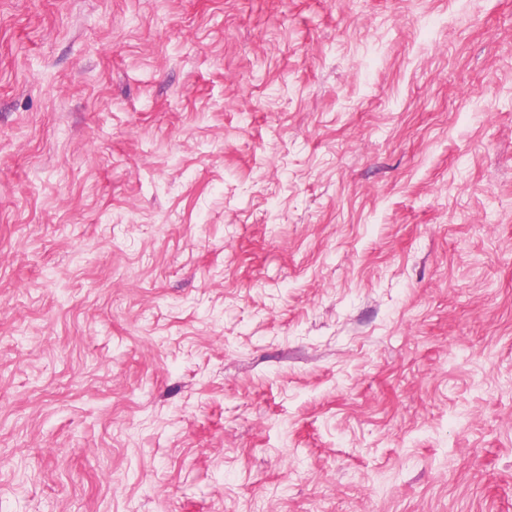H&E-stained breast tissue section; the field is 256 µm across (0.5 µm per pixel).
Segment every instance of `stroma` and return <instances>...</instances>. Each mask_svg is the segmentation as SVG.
<instances>
[{"mask_svg":"<svg viewBox=\"0 0 512 512\" xmlns=\"http://www.w3.org/2000/svg\"><path fill=\"white\" fill-rule=\"evenodd\" d=\"M0 512H512V0H0Z\"/></svg>","mask_w":512,"mask_h":512,"instance_id":"1","label":"stroma"}]
</instances>
